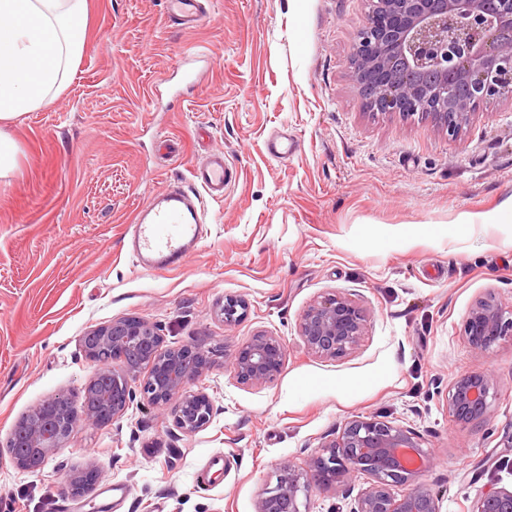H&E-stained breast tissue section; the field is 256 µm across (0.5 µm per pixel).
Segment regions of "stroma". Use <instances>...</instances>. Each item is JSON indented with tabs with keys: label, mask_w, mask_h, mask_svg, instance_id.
<instances>
[{
	"label": "stroma",
	"mask_w": 512,
	"mask_h": 512,
	"mask_svg": "<svg viewBox=\"0 0 512 512\" xmlns=\"http://www.w3.org/2000/svg\"><path fill=\"white\" fill-rule=\"evenodd\" d=\"M186 29L164 0H88L82 60L51 106L0 124L17 146L0 177V512H255L281 462L304 466L348 418L419 434L435 467L421 479L441 512H473L487 486L512 490V339L474 354L462 336L475 301L512 308V223H469L512 201V102L487 103L461 135L430 119L370 111L350 78L369 0H208ZM205 56L190 100L177 68ZM288 145L281 159L272 143ZM223 151L227 185L204 198L207 234L173 269L142 270L127 248L150 194L190 185ZM339 292L367 313L359 345L308 353L298 319ZM245 300L224 325L226 296ZM157 322L170 345L207 351L198 385L216 409L192 435L136 399L123 419L78 423L43 468L15 466V423L59 393L81 398L96 366L81 339L126 318ZM259 332L286 361L266 384L235 382L228 355ZM497 380L486 414L448 413L457 376ZM93 469L112 496H82ZM364 479L300 499L339 512Z\"/></svg>",
	"instance_id": "obj_1"
}]
</instances>
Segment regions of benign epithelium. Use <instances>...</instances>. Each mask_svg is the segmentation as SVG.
Wrapping results in <instances>:
<instances>
[{
    "label": "benign epithelium",
    "mask_w": 512,
    "mask_h": 512,
    "mask_svg": "<svg viewBox=\"0 0 512 512\" xmlns=\"http://www.w3.org/2000/svg\"><path fill=\"white\" fill-rule=\"evenodd\" d=\"M354 82L371 91L372 111L410 116L420 107L435 126L450 137L471 122L476 109L491 100L512 101V0H375L354 50ZM244 300L224 297V326L232 327L245 310ZM366 314L347 296L329 294L314 301L299 318L298 335L313 355L337 358L354 349L364 336ZM82 342L86 356L97 365L89 384H99L102 410L69 399L70 411L53 410L58 394L25 415L27 430L11 435L9 452L23 471L36 472L48 456L67 445L80 422L107 425L122 419L140 394L165 409L180 396L172 425L185 435L212 422L209 395L187 387L209 365L207 354L187 345H167L160 325L141 318L116 320L88 333ZM463 336L472 352L482 354L512 337V310L487 294L470 309ZM112 348V358L97 357ZM140 350L148 365L127 361L126 351ZM230 372L240 385L258 386L273 380L285 363V346L277 336L259 333L235 346ZM496 386L487 371L456 377L448 389V413L467 423L487 412V399ZM429 456L416 434L376 417L354 416L339 435L321 446L298 471L291 463L280 467L275 487L256 502V512H300L299 496L314 489L329 491L363 475L369 486L348 512H440L438 498L420 480L415 463ZM408 486L397 496L392 488ZM512 503V490L489 487L479 494L473 512H501Z\"/></svg>",
    "instance_id": "benign-epithelium-1"
}]
</instances>
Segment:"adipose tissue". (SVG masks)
<instances>
[{
    "mask_svg": "<svg viewBox=\"0 0 512 512\" xmlns=\"http://www.w3.org/2000/svg\"><path fill=\"white\" fill-rule=\"evenodd\" d=\"M88 0H0V121L49 104L78 65Z\"/></svg>",
    "mask_w": 512,
    "mask_h": 512,
    "instance_id": "adipose-tissue-1",
    "label": "adipose tissue"
}]
</instances>
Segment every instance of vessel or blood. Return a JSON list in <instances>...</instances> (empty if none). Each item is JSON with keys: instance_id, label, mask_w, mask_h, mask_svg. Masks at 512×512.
I'll use <instances>...</instances> for the list:
<instances>
[{"instance_id": "1", "label": "vessel or blood", "mask_w": 512, "mask_h": 512, "mask_svg": "<svg viewBox=\"0 0 512 512\" xmlns=\"http://www.w3.org/2000/svg\"><path fill=\"white\" fill-rule=\"evenodd\" d=\"M169 18L193 26L205 14L202 0H165ZM226 161L223 154H211L191 171L195 191L174 186L152 195L137 210L131 226L132 253L147 271H162L179 265L203 238L202 196L224 197Z\"/></svg>"}]
</instances>
